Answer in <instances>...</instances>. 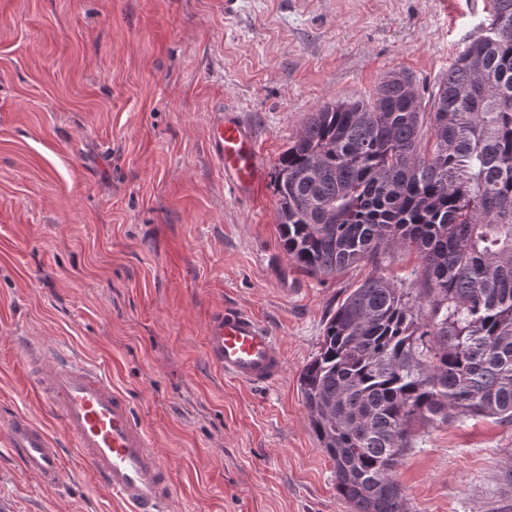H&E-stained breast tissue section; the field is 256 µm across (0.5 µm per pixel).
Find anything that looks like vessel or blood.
Listing matches in <instances>:
<instances>
[{
  "label": "vessel or blood",
  "mask_w": 512,
  "mask_h": 512,
  "mask_svg": "<svg viewBox=\"0 0 512 512\" xmlns=\"http://www.w3.org/2000/svg\"><path fill=\"white\" fill-rule=\"evenodd\" d=\"M210 149L238 193L253 191L262 178L255 140L237 115H214ZM209 363L232 380L253 386L275 382L284 368L270 329L247 311L228 306L209 320L205 333ZM39 400L61 423L63 433L95 477L129 509L162 512L172 493L170 474L128 397L99 367L48 346H30ZM0 429L23 466L46 487L63 476L62 455L45 428L25 413L0 418Z\"/></svg>",
  "instance_id": "vessel-or-blood-1"
}]
</instances>
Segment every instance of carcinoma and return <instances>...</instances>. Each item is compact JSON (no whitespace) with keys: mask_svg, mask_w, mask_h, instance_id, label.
<instances>
[{"mask_svg":"<svg viewBox=\"0 0 512 512\" xmlns=\"http://www.w3.org/2000/svg\"><path fill=\"white\" fill-rule=\"evenodd\" d=\"M402 73L313 113L274 170L289 258L374 272L327 319L300 392L352 512H409L414 419L512 424V0L448 68L431 111ZM419 257L416 294L381 271Z\"/></svg>","mask_w":512,"mask_h":512,"instance_id":"1","label":"carcinoma"}]
</instances>
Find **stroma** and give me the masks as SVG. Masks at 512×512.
I'll return each mask as SVG.
<instances>
[{
  "label": "stroma",
  "mask_w": 512,
  "mask_h": 512,
  "mask_svg": "<svg viewBox=\"0 0 512 512\" xmlns=\"http://www.w3.org/2000/svg\"><path fill=\"white\" fill-rule=\"evenodd\" d=\"M491 0H0V414L58 437L23 352L103 369L173 479L166 512H350L311 432L299 375L373 266L319 280L289 260L275 165L313 112L409 76L422 106ZM222 106L264 177L241 196L209 150ZM266 323V387L205 356L224 305ZM396 479L409 512H512V425L413 421ZM44 487L0 432V512H123L73 448Z\"/></svg>",
  "instance_id": "35a3bbf8"
}]
</instances>
